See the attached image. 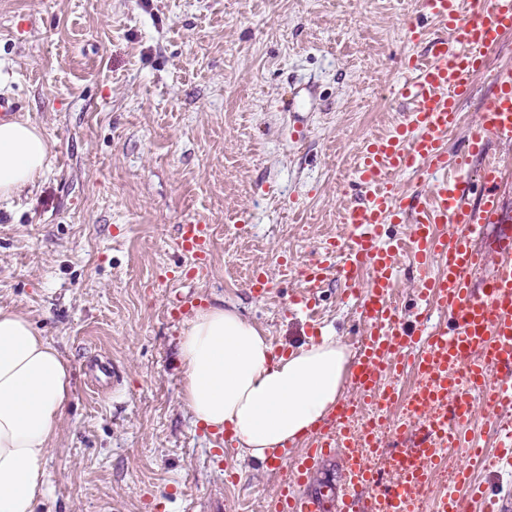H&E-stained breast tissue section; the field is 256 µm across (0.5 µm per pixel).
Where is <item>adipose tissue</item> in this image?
I'll return each mask as SVG.
<instances>
[{"mask_svg":"<svg viewBox=\"0 0 512 512\" xmlns=\"http://www.w3.org/2000/svg\"><path fill=\"white\" fill-rule=\"evenodd\" d=\"M49 146L26 121H0V198L31 186ZM183 400L195 423L229 430L242 458L266 459L336 406L350 354L334 337L274 356L237 310L210 306L182 328ZM72 396V372L23 313L0 308V512H36L44 465Z\"/></svg>","mask_w":512,"mask_h":512,"instance_id":"obj_1","label":"adipose tissue"}]
</instances>
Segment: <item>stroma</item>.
Returning <instances> with one entry per match:
<instances>
[{"label": "stroma", "mask_w": 512, "mask_h": 512, "mask_svg": "<svg viewBox=\"0 0 512 512\" xmlns=\"http://www.w3.org/2000/svg\"><path fill=\"white\" fill-rule=\"evenodd\" d=\"M419 0H0V94L44 133L48 167L0 199V307L72 367L73 399L37 512H263L287 472L216 446L182 399L176 295L236 309L275 354L306 344L288 267L345 233L357 149L387 132ZM512 36L475 75L448 137L462 145ZM210 226L205 271L177 247ZM270 298L246 284L253 268ZM402 267L396 302L440 328ZM329 278L321 334L352 346L357 303Z\"/></svg>", "instance_id": "35a3bbf8"}]
</instances>
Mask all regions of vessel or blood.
<instances>
[{"label":"vessel or blood","instance_id":"b4317fda","mask_svg":"<svg viewBox=\"0 0 512 512\" xmlns=\"http://www.w3.org/2000/svg\"><path fill=\"white\" fill-rule=\"evenodd\" d=\"M464 0H422L430 28L409 25L422 52L409 56L397 95L407 102L404 119L392 131L359 148L360 202L345 206L342 240L326 242L318 258L302 268L304 287L292 303L314 316L328 274L356 299L366 328L350 371L359 401L337 404L314 426L295 453L277 454L267 467L288 470L287 482L267 512H408L416 488L449 448L470 447L464 430L477 407L492 414L502 436V462L512 468V219L498 195L499 168L489 162L492 140H512V67L499 68L494 89L480 105L466 142L468 156L482 159L483 191L467 199V181L450 173L446 141L461 121L462 104L475 93L474 76L512 34V0H483L472 12ZM434 175L430 191L408 195L399 183L405 172ZM411 226L408 237L384 239L387 224ZM177 245L198 264L210 247L209 226L188 220ZM496 263H489V256ZM419 273L421 300L436 298L450 330L406 325L394 303L401 259ZM408 362L417 382L408 393L386 383L398 362ZM369 407L371 427L357 429L359 406ZM404 417H393L396 407ZM390 455L397 473L380 485L373 461ZM341 457L345 489H307L314 467ZM457 489L440 497L437 512H512V502L473 485L469 468L457 471Z\"/></svg>","mask_w":512,"mask_h":512}]
</instances>
